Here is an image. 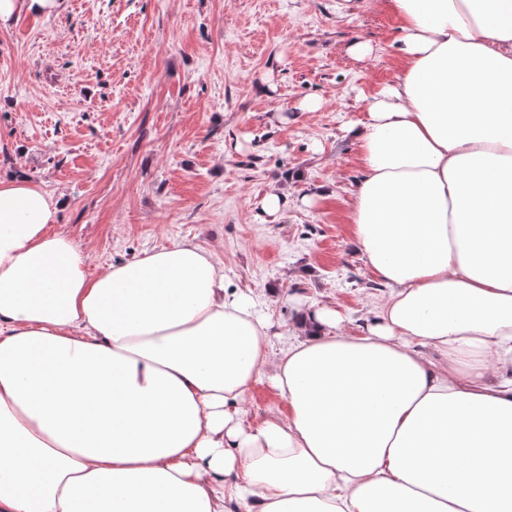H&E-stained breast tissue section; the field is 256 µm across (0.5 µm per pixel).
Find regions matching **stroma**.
<instances>
[{
	"mask_svg": "<svg viewBox=\"0 0 512 512\" xmlns=\"http://www.w3.org/2000/svg\"><path fill=\"white\" fill-rule=\"evenodd\" d=\"M397 28L382 0H62L0 29V175L54 197L52 229L90 271L189 240L268 312L274 349L301 306L359 333L388 290L352 239L359 149L342 125L395 74ZM273 183L295 206L257 223ZM287 412L264 380L242 420Z\"/></svg>",
	"mask_w": 512,
	"mask_h": 512,
	"instance_id": "1",
	"label": "stroma"
}]
</instances>
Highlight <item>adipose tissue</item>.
<instances>
[{
	"instance_id": "1",
	"label": "adipose tissue",
	"mask_w": 512,
	"mask_h": 512,
	"mask_svg": "<svg viewBox=\"0 0 512 512\" xmlns=\"http://www.w3.org/2000/svg\"><path fill=\"white\" fill-rule=\"evenodd\" d=\"M352 236L389 290L339 335L185 240L89 273L56 203L0 178V512H512V0H386ZM269 378L286 417L239 411Z\"/></svg>"
}]
</instances>
